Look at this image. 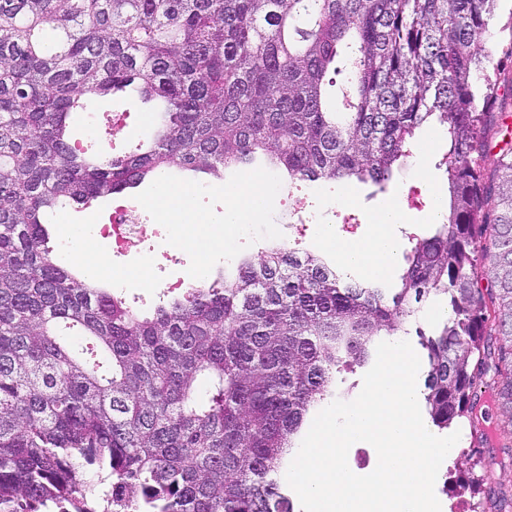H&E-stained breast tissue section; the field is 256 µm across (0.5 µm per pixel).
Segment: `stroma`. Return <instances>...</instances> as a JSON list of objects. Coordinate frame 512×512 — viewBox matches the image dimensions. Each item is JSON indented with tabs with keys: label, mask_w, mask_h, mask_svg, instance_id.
I'll return each instance as SVG.
<instances>
[{
	"label": "stroma",
	"mask_w": 512,
	"mask_h": 512,
	"mask_svg": "<svg viewBox=\"0 0 512 512\" xmlns=\"http://www.w3.org/2000/svg\"><path fill=\"white\" fill-rule=\"evenodd\" d=\"M155 128L146 106L135 105L125 96L87 102L85 111L72 117L70 136L84 148H107L115 154L133 150L136 145L151 143ZM448 148V139L435 127L424 128L416 148L395 172L385 191L372 185L352 182L344 185L347 199L336 202L335 187L297 184L279 189L270 200L261 220L251 225L247 236L236 248L238 256H257L262 248L274 243L322 253L323 227H330L341 240L364 237L375 211L388 202H396L406 215L396 234L407 240L413 234L429 233L431 214L421 205L423 198L446 191V178L437 164ZM155 189L146 183L131 192L112 196L86 208L69 207L52 217L51 230L63 224L100 227L109 224L112 213L121 206L146 199ZM172 230L157 225L156 233L139 247L118 254L109 238L99 244L107 251L113 271L120 272L146 261L150 264L148 285L130 281L122 293L136 309L150 311L167 292L169 283L189 280L199 264L197 250L172 245ZM475 421L462 418L452 423L460 439L455 456L444 459L440 479L448 483L443 500L446 512H456L457 501L472 505L482 501L485 512H494L493 490L512 488V421L508 420L491 379L479 381L474 389Z\"/></svg>",
	"instance_id": "obj_1"
}]
</instances>
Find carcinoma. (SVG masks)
Returning a JSON list of instances; mask_svg holds the SVG:
<instances>
[{
    "label": "carcinoma",
    "instance_id": "obj_1",
    "mask_svg": "<svg viewBox=\"0 0 512 512\" xmlns=\"http://www.w3.org/2000/svg\"><path fill=\"white\" fill-rule=\"evenodd\" d=\"M498 2L0 0V512H96L88 469L102 512H295L279 475L308 413L430 297L451 309L418 332L433 425L493 372L512 426V149L480 165L512 108L485 67ZM133 85L159 106L154 141L77 149L73 110ZM433 118L448 216L409 237L392 288L274 244L142 314L71 270L44 222L259 158L286 185L382 191ZM73 328L79 348L60 341Z\"/></svg>",
    "mask_w": 512,
    "mask_h": 512
}]
</instances>
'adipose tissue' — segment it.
Returning a JSON list of instances; mask_svg holds the SVG:
<instances>
[{
  "mask_svg": "<svg viewBox=\"0 0 512 512\" xmlns=\"http://www.w3.org/2000/svg\"><path fill=\"white\" fill-rule=\"evenodd\" d=\"M271 191L268 177L261 172L246 173L237 185L227 188L225 195L229 204L224 210V232L220 235L203 232V223L191 211L186 191L177 185L160 184L149 204L162 217L179 227V244L196 248L207 255L229 249L236 234L260 219ZM404 219L405 215L398 205L391 203L374 213L364 238L340 242L328 230L324 233L325 243L348 273L368 279L385 277L394 267L395 254L400 245L395 229ZM62 234L71 244L68 259L82 265L90 275L103 278L112 276L120 284L130 278L147 282L149 270L144 265L130 271L129 275L113 276L106 254L89 243L83 228L66 225L62 228Z\"/></svg>",
  "mask_w": 512,
  "mask_h": 512,
  "instance_id": "ef3b65f1",
  "label": "adipose tissue"
}]
</instances>
